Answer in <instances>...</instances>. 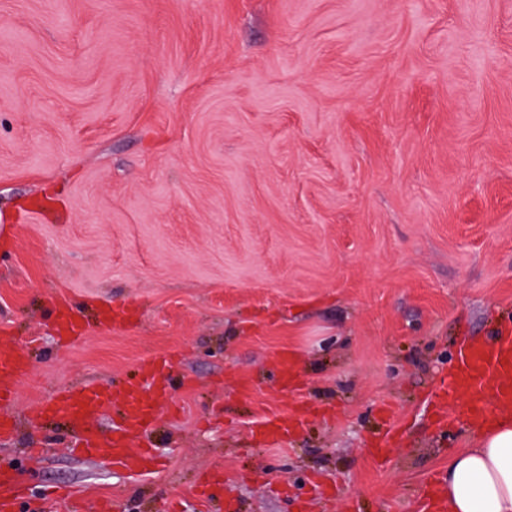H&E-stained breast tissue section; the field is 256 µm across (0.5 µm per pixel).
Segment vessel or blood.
Here are the masks:
<instances>
[{
  "label": "vessel or blood",
  "mask_w": 512,
  "mask_h": 512,
  "mask_svg": "<svg viewBox=\"0 0 512 512\" xmlns=\"http://www.w3.org/2000/svg\"><path fill=\"white\" fill-rule=\"evenodd\" d=\"M54 329L61 339L80 337L83 326L81 306L69 301L54 309ZM26 357L10 342H0V406L12 403L18 393L21 378L26 375ZM168 360L156 362L143 383L116 389L87 385L68 388L54 398L37 403L34 415L38 418L78 419L82 431L69 440L74 451L104 460L129 470H146L154 460L146 448L132 447L134 435L148 429L154 422L157 409L165 399L164 390L148 395L146 385L171 370ZM494 397L498 408H512V327L505 326L482 341L463 343L455 352L446 381L442 382L433 398L435 423L447 428L456 401L466 404L465 417L470 424H482L490 415L487 397ZM119 409L122 420L110 435H101L93 426L95 417ZM302 415H275L264 425L267 444L282 442L281 432L299 426ZM24 499V488L10 473L0 470V512H16Z\"/></svg>",
  "instance_id": "1"
}]
</instances>
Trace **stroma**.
<instances>
[{"label":"stroma","instance_id":"1","mask_svg":"<svg viewBox=\"0 0 512 512\" xmlns=\"http://www.w3.org/2000/svg\"><path fill=\"white\" fill-rule=\"evenodd\" d=\"M60 300L87 316L65 346ZM103 303L139 312L100 324ZM506 323L512 0H0V339L32 368L0 442L18 512H64L49 484L113 512H420L472 436L436 430L426 399L460 342ZM160 353L153 470L30 424ZM302 406L286 449L257 443Z\"/></svg>","mask_w":512,"mask_h":512}]
</instances>
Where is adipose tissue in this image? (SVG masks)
<instances>
[{
	"label": "adipose tissue",
	"instance_id": "1",
	"mask_svg": "<svg viewBox=\"0 0 512 512\" xmlns=\"http://www.w3.org/2000/svg\"><path fill=\"white\" fill-rule=\"evenodd\" d=\"M448 512H512V413L473 432L471 448L448 457Z\"/></svg>",
	"mask_w": 512,
	"mask_h": 512
}]
</instances>
